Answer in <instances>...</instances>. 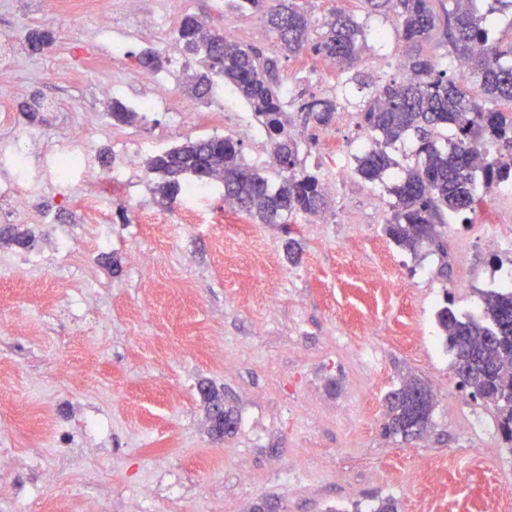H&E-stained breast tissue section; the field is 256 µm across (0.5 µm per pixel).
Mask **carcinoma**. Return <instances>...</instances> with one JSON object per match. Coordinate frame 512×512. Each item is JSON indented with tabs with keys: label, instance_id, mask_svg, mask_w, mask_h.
Here are the masks:
<instances>
[{
	"label": "carcinoma",
	"instance_id": "cac0c4a2",
	"mask_svg": "<svg viewBox=\"0 0 512 512\" xmlns=\"http://www.w3.org/2000/svg\"><path fill=\"white\" fill-rule=\"evenodd\" d=\"M365 16L392 17L400 37L414 45L399 77L374 84L359 104L371 145L354 156L355 171L370 183L394 178L389 192L395 198L393 213L384 225L385 235L400 249L418 255L423 244L445 252L442 241L445 215L463 216L476 211L484 194L512 182V166L487 161L489 147L512 145V36L492 38L487 16L512 0H493L484 14L474 0H360ZM239 12H260L280 51L300 54L310 41L313 22L295 0H238ZM439 41H434L435 35ZM183 50L201 55L207 72L197 76L194 89L204 96L214 82L236 90L271 143L279 180L273 183L244 160L241 143L230 137L187 140L156 153L147 170L158 175L154 192L161 202H173L188 181L201 185L214 181L224 187V201L245 211L262 224H280L293 215L315 216L326 206L316 173L300 167L299 148L286 133L288 107L295 105L305 119L329 124L340 101H349L350 83L339 82L336 98H290L278 81V60L257 47L246 46L211 26L205 16L186 15L177 29ZM446 52L425 49L431 42ZM367 48V30L361 19L345 11H333L321 25L314 49L341 72ZM471 65L478 75L477 90L458 85L450 75L455 60ZM138 63L149 69L178 65L180 61L158 51H147ZM112 121L130 124L138 118L131 104L112 100ZM416 142L414 163L407 167L389 149L406 139ZM438 327L453 356L460 385L470 395L490 402L496 409L502 439L512 444V289L490 290L482 296L477 319L456 315L448 307L436 314ZM433 394L416 378L405 380L387 394L384 431L404 440L419 438L431 423ZM236 429L237 419L221 402L211 404L213 430L221 433L215 413Z\"/></svg>",
	"mask_w": 512,
	"mask_h": 512
}]
</instances>
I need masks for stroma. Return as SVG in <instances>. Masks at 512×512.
<instances>
[{
  "mask_svg": "<svg viewBox=\"0 0 512 512\" xmlns=\"http://www.w3.org/2000/svg\"><path fill=\"white\" fill-rule=\"evenodd\" d=\"M137 8L165 25L104 30L46 0H0V36L17 51L0 67V112L11 115L0 148L24 130L55 149L90 108L102 119L87 139L101 168L122 167L135 141L229 136L267 171L266 138L241 134L250 110L229 86L205 101L180 88L191 113L178 126L163 109L124 125L105 108L103 82L152 93L138 56L178 57L181 19L202 10L238 24L242 44L277 54L281 84L332 94L337 74L320 54L276 53L261 14H240L233 0ZM32 29L53 32V48L30 52ZM117 39L127 51L118 66ZM403 52L397 33L369 38L353 70L384 80ZM35 95L53 106L32 119L21 107ZM217 110L223 122L210 119ZM288 116L325 189L320 219L260 224L225 210L219 190L164 205L141 162L103 188L105 213L80 185L48 184L24 223L32 247L0 237V512H91L95 502L107 512H251L265 498L284 512H374L388 497L399 512H512V500L495 498L512 478V448L493 406L460 388L436 322L444 306L480 316L512 256L479 235V213L449 217L447 255L403 253L383 232L391 195L354 170L370 143L355 105L326 126ZM103 312L104 333L91 337ZM413 376L437 392L427 432L407 442L385 434V398ZM214 395L233 410L234 434L213 430ZM476 418L484 428H470ZM421 471L434 487L416 484Z\"/></svg>",
  "mask_w": 512,
  "mask_h": 512,
  "instance_id": "35a3bbf8",
  "label": "stroma"
}]
</instances>
